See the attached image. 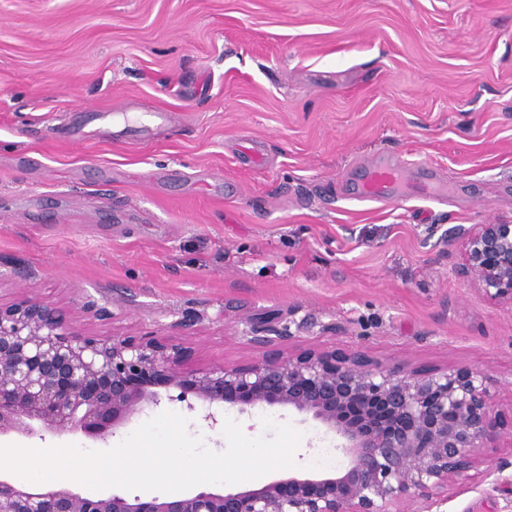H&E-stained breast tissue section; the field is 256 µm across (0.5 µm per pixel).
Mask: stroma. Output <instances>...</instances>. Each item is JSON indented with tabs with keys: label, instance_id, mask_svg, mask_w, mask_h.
Returning <instances> with one entry per match:
<instances>
[{
	"label": "stroma",
	"instance_id": "35a3bbf8",
	"mask_svg": "<svg viewBox=\"0 0 512 512\" xmlns=\"http://www.w3.org/2000/svg\"><path fill=\"white\" fill-rule=\"evenodd\" d=\"M173 120L135 146L84 108ZM261 148L255 166L243 155ZM446 199L359 200L378 155ZM512 221V0H0V301L84 333L157 335L190 369L290 348L465 364L512 408V309L460 278L457 225ZM300 469L333 448L314 422ZM81 435L0 437L27 449ZM472 471L445 512H501Z\"/></svg>",
	"mask_w": 512,
	"mask_h": 512
}]
</instances>
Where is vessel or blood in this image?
<instances>
[{
	"label": "vessel or blood",
	"instance_id": "obj_1",
	"mask_svg": "<svg viewBox=\"0 0 512 512\" xmlns=\"http://www.w3.org/2000/svg\"><path fill=\"white\" fill-rule=\"evenodd\" d=\"M172 115L158 110L155 112L127 113L109 110L86 109L83 120L75 130L77 138L88 141L95 137L98 127L108 125L113 137L122 140L145 142L154 132L170 123ZM403 179V166L387 157L377 158L368 166L360 194L378 201L403 202L404 194L399 191Z\"/></svg>",
	"mask_w": 512,
	"mask_h": 512
}]
</instances>
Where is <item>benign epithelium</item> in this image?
<instances>
[{
    "instance_id": "7a95c632",
    "label": "benign epithelium",
    "mask_w": 512,
    "mask_h": 512,
    "mask_svg": "<svg viewBox=\"0 0 512 512\" xmlns=\"http://www.w3.org/2000/svg\"><path fill=\"white\" fill-rule=\"evenodd\" d=\"M448 238L462 242L457 274L512 307V222L459 225ZM190 353L154 335L85 334L43 299L0 303V435L106 441L176 390L212 429L226 410H293L336 441V469L147 498L1 478L0 512H442L449 487L480 460L492 485L512 487V459L489 455L512 438V413L496 409L491 381L469 366L390 365L313 346L192 371Z\"/></svg>"
}]
</instances>
